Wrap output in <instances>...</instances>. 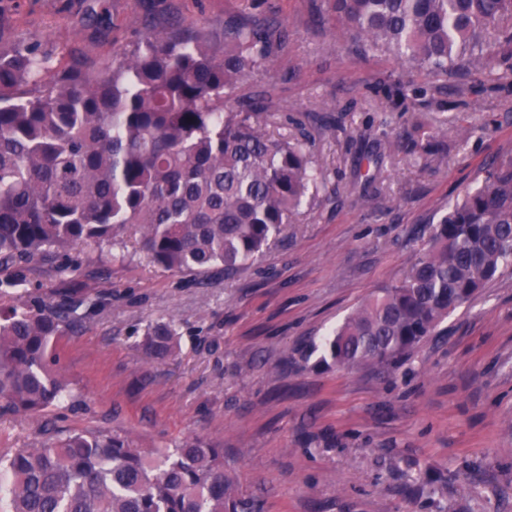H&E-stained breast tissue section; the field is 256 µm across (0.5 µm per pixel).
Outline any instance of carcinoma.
Wrapping results in <instances>:
<instances>
[{"instance_id":"carcinoma-1","label":"carcinoma","mask_w":512,"mask_h":512,"mask_svg":"<svg viewBox=\"0 0 512 512\" xmlns=\"http://www.w3.org/2000/svg\"><path fill=\"white\" fill-rule=\"evenodd\" d=\"M364 55L388 51L411 70L449 79L463 71L498 81L512 72V0H327ZM288 29L242 11L224 40L177 22L154 29L112 64L73 60L38 95L16 90L47 57L0 35V409L55 408L67 386L51 342L78 327L103 296L68 287L69 252L119 244L175 274L230 277L259 258L318 188L308 141L272 137L277 113L238 83L288 52ZM506 65L488 67L491 55ZM55 262L64 301L27 289L32 263ZM512 266V155L431 226L405 275L379 289L323 340L349 369L393 363L434 334ZM164 358L174 324L142 340ZM9 512H260L224 472V449L199 437L138 447L115 430L74 431L0 456Z\"/></svg>"}]
</instances>
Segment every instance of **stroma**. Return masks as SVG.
<instances>
[{
	"instance_id": "obj_1",
	"label": "stroma",
	"mask_w": 512,
	"mask_h": 512,
	"mask_svg": "<svg viewBox=\"0 0 512 512\" xmlns=\"http://www.w3.org/2000/svg\"><path fill=\"white\" fill-rule=\"evenodd\" d=\"M313 0H255L287 26V53L238 87L308 137L326 172L261 259L232 278L174 274L139 251L73 252L72 287L102 307L52 351L71 398L47 415L0 414V454L55 430L119 429L147 448L202 436L261 512H512V269L451 312L398 363L339 369L322 337L400 280L431 224L512 153V77L408 73L359 55ZM243 0H0V35L48 56L108 63L147 24L198 23L222 36ZM421 96L402 100L395 83ZM472 129L462 138V129ZM174 320L159 359L148 325ZM171 321H159L148 328L143 336V346L155 357L164 358L178 349L179 341Z\"/></svg>"
}]
</instances>
